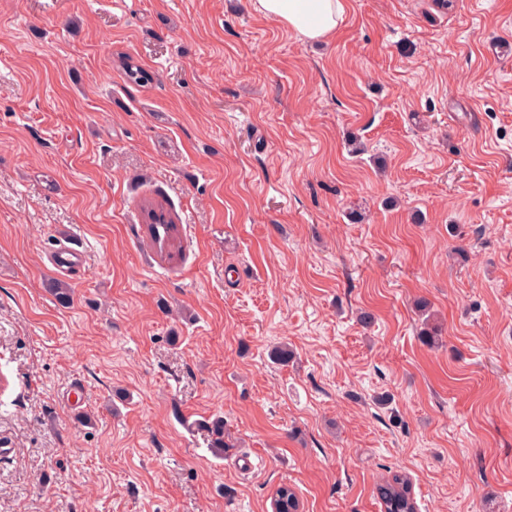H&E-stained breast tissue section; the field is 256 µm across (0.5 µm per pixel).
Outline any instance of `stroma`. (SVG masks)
<instances>
[{"mask_svg": "<svg viewBox=\"0 0 512 512\" xmlns=\"http://www.w3.org/2000/svg\"><path fill=\"white\" fill-rule=\"evenodd\" d=\"M1 447L0 512H512V0H0ZM347 0H257L263 14L295 31L305 42L318 41L343 22ZM142 213H144L145 223L147 224V232L154 244H158L161 251L164 245L169 249L168 257L173 258V252L170 249L175 247V242L178 238V225L170 215L169 211L162 205L153 202H145L142 206ZM160 216V221L155 218ZM161 218H165V222H161ZM82 261V252L67 245H60L50 254V263L57 273L72 277ZM376 494L384 512H417L409 477L403 473L392 475L376 487Z\"/></svg>", "mask_w": 512, "mask_h": 512, "instance_id": "stroma-1", "label": "stroma"}]
</instances>
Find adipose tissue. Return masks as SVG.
Listing matches in <instances>:
<instances>
[{"label": "adipose tissue", "mask_w": 512, "mask_h": 512, "mask_svg": "<svg viewBox=\"0 0 512 512\" xmlns=\"http://www.w3.org/2000/svg\"><path fill=\"white\" fill-rule=\"evenodd\" d=\"M263 14L295 31L303 41H318L343 22L346 0H257Z\"/></svg>", "instance_id": "obj_1"}]
</instances>
